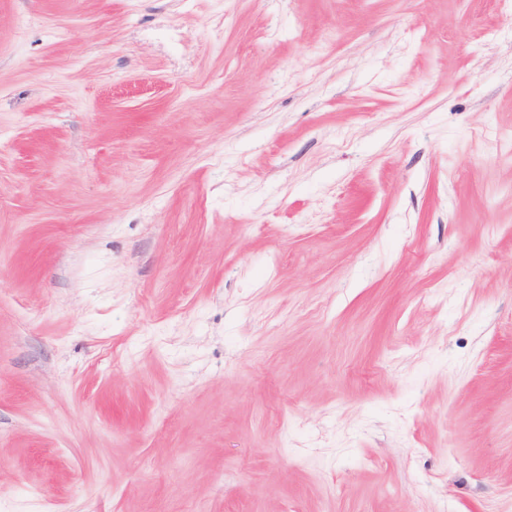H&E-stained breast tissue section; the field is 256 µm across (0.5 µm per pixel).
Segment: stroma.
Returning <instances> with one entry per match:
<instances>
[{"mask_svg":"<svg viewBox=\"0 0 512 512\" xmlns=\"http://www.w3.org/2000/svg\"><path fill=\"white\" fill-rule=\"evenodd\" d=\"M500 0H0V512H512Z\"/></svg>","mask_w":512,"mask_h":512,"instance_id":"35a3bbf8","label":"stroma"}]
</instances>
